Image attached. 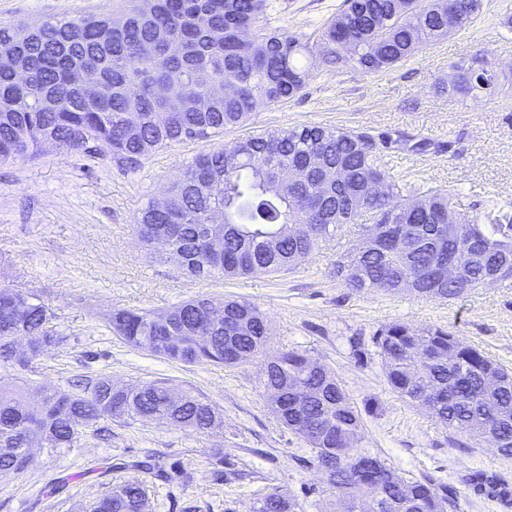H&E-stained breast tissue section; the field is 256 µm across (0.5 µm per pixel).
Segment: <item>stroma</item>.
Here are the masks:
<instances>
[{
  "mask_svg": "<svg viewBox=\"0 0 512 512\" xmlns=\"http://www.w3.org/2000/svg\"><path fill=\"white\" fill-rule=\"evenodd\" d=\"M343 0H277L271 27L313 34ZM125 0H0V22L32 26L47 20L120 17ZM512 0H483L473 26L428 46L395 67L365 72L317 65L302 92L259 109L243 126L208 142L153 152L129 169L110 157H87L48 144L35 159L0 164V287L35 295L52 315L67 347L44 348L29 373L0 363V383L24 387L31 399L71 389L104 374L120 385L155 379L192 390L220 413L222 423L196 434L155 421L112 422V437L85 434L64 454L34 447L30 468L0 473V512H74V505L132 477L118 470L86 477L91 462L149 459L151 512H254L273 491L296 498L305 512H328L330 494L311 450L269 411L261 383L268 353L304 352L332 368L364 410V448L379 453L407 479L425 474L456 494L458 512H512V459L496 449L457 444L456 434L387 385L369 339L401 323L446 330L512 367V285L477 288L457 300H428L380 288L356 292L336 276V263L364 231L347 224L296 270L238 280H193L150 255L137 238L142 207L162 196L200 151L218 150L287 126L323 124L374 135L424 137L425 152L384 151L396 178L452 188L462 219L481 214L487 200L512 203ZM482 54L503 70L494 95L464 103L444 88L454 62ZM195 296L238 298L268 319L272 339L261 353L233 367L186 365L130 348L106 330L115 309L161 311ZM365 340L355 355L353 339ZM71 475L62 493H43L47 480Z\"/></svg>",
  "mask_w": 512,
  "mask_h": 512,
  "instance_id": "stroma-1",
  "label": "stroma"
}]
</instances>
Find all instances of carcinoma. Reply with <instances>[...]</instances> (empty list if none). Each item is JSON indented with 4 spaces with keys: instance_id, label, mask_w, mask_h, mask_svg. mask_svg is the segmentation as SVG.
Listing matches in <instances>:
<instances>
[{
    "instance_id": "obj_1",
    "label": "carcinoma",
    "mask_w": 512,
    "mask_h": 512,
    "mask_svg": "<svg viewBox=\"0 0 512 512\" xmlns=\"http://www.w3.org/2000/svg\"><path fill=\"white\" fill-rule=\"evenodd\" d=\"M457 15L458 30L473 23L481 0H343L321 34L313 41L269 31L262 22L275 9L273 0H127V24L115 28L110 17L63 18L39 26H0V57L11 54L27 66L30 80L17 84L0 70V163L32 159L49 140L89 157L106 143L118 165L133 167L153 151L173 144L206 142L224 129L246 123L263 106L283 103L305 87L309 71L300 60L320 59L328 67L347 65L363 71L387 69L423 46L448 35V9ZM242 27H259L258 46L238 41ZM180 45L173 55L169 46ZM81 65L87 81L110 88L104 101L90 102L73 83L72 69ZM488 59L474 55L453 64L460 70L448 96L465 100L492 93L496 83L483 75ZM195 83L210 105L204 110L187 104L171 106L155 94L162 80ZM127 112L141 114L139 127L125 124ZM383 144L397 150L425 152L431 142L410 146L401 138ZM323 157L320 170L306 173L291 198L275 189L276 171L302 164L309 155ZM379 179L384 194L374 199L367 183ZM451 190L412 186L395 180L381 164L376 137L322 125L284 127L279 138L251 136L217 151L199 153L182 177L167 191V206L149 203L137 220L143 243L148 229L178 225L175 250L168 259L182 273L199 280L276 274L296 269L321 243L335 237L345 224L361 217L379 235H401L402 250L361 249L344 256L336 277L362 291L382 278L398 279L425 299H458L468 291L512 282V211L494 202L483 214L460 220V233L445 232L448 213L455 212ZM224 208V233L211 239L202 232L209 212ZM295 222L316 225L318 231L298 241L282 232ZM475 248L483 265L468 285L439 283L427 271L454 256L459 260ZM507 268L493 281L487 269ZM218 304L232 320L207 344L193 338L196 322L207 307ZM175 323L150 310L116 309L106 329L128 346L187 365L233 366L267 348L271 330L259 308L247 301L200 297L170 307ZM47 307L32 295L0 289V361L31 369L43 348L64 347L68 339L49 326ZM24 336L30 352L10 350V337ZM381 358L383 376L400 397L424 408L435 421L463 434L475 444L492 441L505 459L512 458V371L477 348L441 329L415 331L403 324L379 329L372 337ZM303 352L289 350L269 357L263 385L271 413L289 431L304 438L314 460L329 474L332 512H399L390 506L398 488L408 492L405 512H456L458 503L448 489L423 478L404 480L379 456L362 449V413L336 374L324 364L308 370ZM499 378L488 389L486 380ZM309 388L305 396L312 417L327 431L309 434L297 427L294 398L272 389L288 380ZM114 419H152L190 432H203L220 420L215 407L187 390L173 391L163 380L113 388L112 379H81L79 391L55 390L30 404L23 394L0 385V473L21 474L31 461L25 451L33 425L46 437L42 447L54 453L73 447L82 433L104 431ZM148 496L147 481L134 476L77 512H135ZM292 497L270 493L255 512H300Z\"/></svg>"
}]
</instances>
